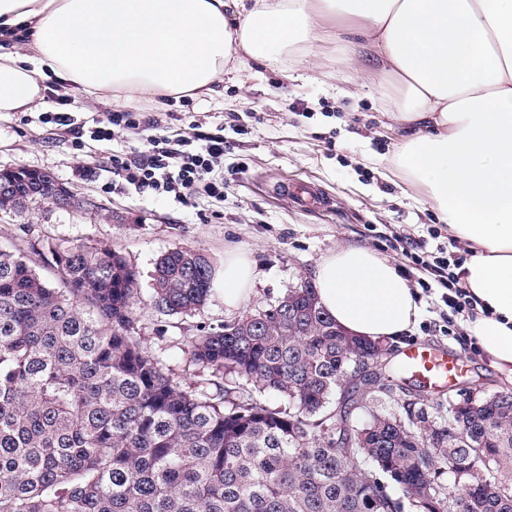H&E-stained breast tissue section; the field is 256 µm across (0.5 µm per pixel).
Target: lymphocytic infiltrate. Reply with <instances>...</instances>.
I'll return each instance as SVG.
<instances>
[{"mask_svg": "<svg viewBox=\"0 0 512 512\" xmlns=\"http://www.w3.org/2000/svg\"><path fill=\"white\" fill-rule=\"evenodd\" d=\"M157 125L158 120L152 113L108 112L94 119L89 133L94 140L109 141L118 133ZM226 148L223 134L202 131L200 125L193 123L186 134L150 139L148 149L137 155H113L112 174L123 187L134 188L139 193L164 194L180 203L201 193L220 202L224 199V178L219 169L224 165ZM399 242L401 255L409 266L424 268L435 277L434 283H422L423 294H431L433 286H440V300L449 316L477 317L476 301L458 275L467 259L466 249L451 253L440 246L429 252L412 238L403 236Z\"/></svg>", "mask_w": 512, "mask_h": 512, "instance_id": "1", "label": "lymphocytic infiltrate"}]
</instances>
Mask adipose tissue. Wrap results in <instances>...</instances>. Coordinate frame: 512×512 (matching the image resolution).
<instances>
[{
    "mask_svg": "<svg viewBox=\"0 0 512 512\" xmlns=\"http://www.w3.org/2000/svg\"><path fill=\"white\" fill-rule=\"evenodd\" d=\"M355 23L405 98L409 128L395 161L423 184L471 255L459 270L484 315L469 330L501 371L512 369V0H0V118L42 97L47 65L69 84L134 100L208 96L243 57L311 60L322 20ZM257 278L242 252L224 257V304ZM315 293L337 327L364 341L402 339L419 302L387 258L340 246L318 262Z\"/></svg>",
    "mask_w": 512,
    "mask_h": 512,
    "instance_id": "ef3b65f1",
    "label": "adipose tissue"
}]
</instances>
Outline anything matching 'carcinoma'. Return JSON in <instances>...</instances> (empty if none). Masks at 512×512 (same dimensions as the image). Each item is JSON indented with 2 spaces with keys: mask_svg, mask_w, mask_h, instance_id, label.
<instances>
[{
  "mask_svg": "<svg viewBox=\"0 0 512 512\" xmlns=\"http://www.w3.org/2000/svg\"><path fill=\"white\" fill-rule=\"evenodd\" d=\"M1 183L0 209L20 213L59 187L18 167ZM37 255L0 246V512H456L457 492L467 512H512V391L448 401L456 433L430 451L403 403L355 426L398 366L306 282L188 341L187 362L239 383L184 385L133 336L124 257L69 241ZM211 282L203 254L169 250L153 306L191 314Z\"/></svg>",
  "mask_w": 512,
  "mask_h": 512,
  "instance_id": "1",
  "label": "carcinoma"
}]
</instances>
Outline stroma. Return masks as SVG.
Segmentation results:
<instances>
[{
    "label": "stroma",
    "mask_w": 512,
    "mask_h": 512,
    "mask_svg": "<svg viewBox=\"0 0 512 512\" xmlns=\"http://www.w3.org/2000/svg\"><path fill=\"white\" fill-rule=\"evenodd\" d=\"M347 17L324 21L326 38L314 45L315 65L305 69L291 58L247 60L225 76L215 94L187 102L160 97L135 102V110L162 116L163 127L187 128L203 121L208 131L223 129L224 200L196 196L186 203L113 187L110 158L148 147L146 134L124 133L112 141L75 142L41 113L59 110L86 121L105 112H123L125 103L63 83L49 68L37 78L46 89L29 111L0 120V168L24 167L51 175L67 187L73 205L47 201L18 213L0 209V244L43 249L66 240L111 250L139 274L141 293L134 334L181 380L197 379L182 348L188 337L274 304L288 289L312 280L317 262L337 246L370 249L403 267L389 239L404 234L424 244L454 247L456 241L424 186L407 181L393 157L406 132L391 117L403 98L367 47L346 35ZM303 181L331 199L330 207L300 208L280 185ZM185 247L204 254L213 277L224 271L230 251L248 253L258 277L240 308L224 305L223 289H213L204 307L190 316L166 315L151 301L152 272L166 251ZM440 310L421 300V316L403 344H391L394 359L422 343L462 353L467 363L443 392L423 394L419 403L438 428L448 425L449 399L474 391L484 397L512 385L492 358L471 352L446 335Z\"/></svg>",
    "instance_id": "1"
}]
</instances>
